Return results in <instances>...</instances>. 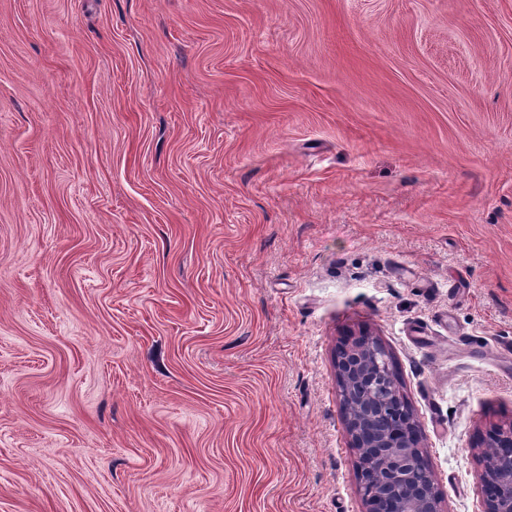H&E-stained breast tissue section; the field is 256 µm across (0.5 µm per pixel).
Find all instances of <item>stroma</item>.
<instances>
[{"instance_id":"stroma-1","label":"stroma","mask_w":512,"mask_h":512,"mask_svg":"<svg viewBox=\"0 0 512 512\" xmlns=\"http://www.w3.org/2000/svg\"><path fill=\"white\" fill-rule=\"evenodd\" d=\"M363 328L481 512L512 0H0V512H365Z\"/></svg>"}]
</instances>
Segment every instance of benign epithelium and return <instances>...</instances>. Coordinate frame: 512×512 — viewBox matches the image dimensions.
I'll list each match as a JSON object with an SVG mask.
<instances>
[{
    "mask_svg": "<svg viewBox=\"0 0 512 512\" xmlns=\"http://www.w3.org/2000/svg\"><path fill=\"white\" fill-rule=\"evenodd\" d=\"M345 431L358 451L359 487L367 512H442V496L427 463L420 426L394 373L389 351L365 331L343 343L336 358ZM495 452L481 455L475 478L482 512H512V425L488 433Z\"/></svg>",
    "mask_w": 512,
    "mask_h": 512,
    "instance_id": "1",
    "label": "benign epithelium"
}]
</instances>
